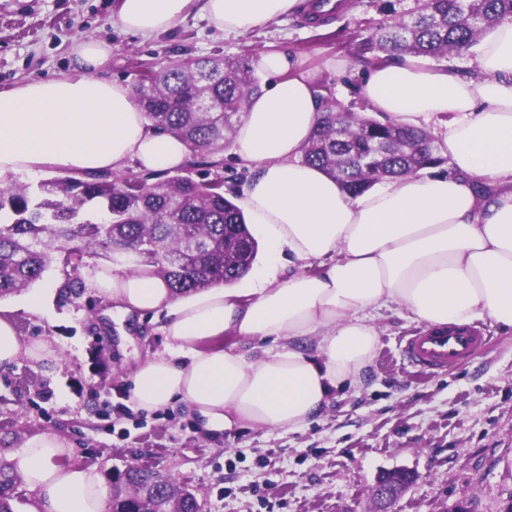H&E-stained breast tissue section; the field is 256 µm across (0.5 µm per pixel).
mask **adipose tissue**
I'll list each match as a JSON object with an SVG mask.
<instances>
[{"label": "adipose tissue", "instance_id": "ef3b65f1", "mask_svg": "<svg viewBox=\"0 0 512 512\" xmlns=\"http://www.w3.org/2000/svg\"><path fill=\"white\" fill-rule=\"evenodd\" d=\"M298 0H118V21L150 38L199 12L215 31L240 35L293 12ZM111 46L76 39L73 74L29 80L0 93V186L48 170L118 173L128 163L168 171L189 159L177 136L153 129L128 85L98 78ZM269 80L250 100L231 153L253 176L243 196L266 263L250 288L176 295L157 277L109 266L90 287L125 314H162L173 342L132 376L133 398L155 411L179 401L213 432L297 430L334 389L361 381L378 341L381 311L401 307L429 326L489 317L512 332V22L478 45L472 74L434 70L393 55L371 67L370 112L398 124L441 128L437 167L359 195L344 192L302 149L325 119L310 72L282 51L259 54ZM490 192L478 195L477 184ZM320 269L308 271L310 262ZM0 304V367L47 353L25 343ZM231 336L239 347L224 348ZM71 449L44 433L11 457L36 512H105L100 474L69 463Z\"/></svg>", "mask_w": 512, "mask_h": 512}]
</instances>
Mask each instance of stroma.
I'll list each match as a JSON object with an SVG mask.
<instances>
[{"label": "stroma", "instance_id": "1", "mask_svg": "<svg viewBox=\"0 0 512 512\" xmlns=\"http://www.w3.org/2000/svg\"><path fill=\"white\" fill-rule=\"evenodd\" d=\"M118 0H0V92L69 71L74 41L91 36L112 47L99 78L135 86L145 70L188 58H253L267 50L294 54L342 109L368 113L361 89L367 62L359 43L378 24L406 15L417 0H349L327 26L301 11L239 36H225L190 15L173 31L145 39L122 30ZM219 166L191 156L181 175L222 177L224 194L241 202L251 175L231 153ZM56 252L29 290L0 298L13 306L25 342L50 357L0 367V452L12 456L29 439L55 433L72 462L96 468L104 484L130 461L195 493L204 512H372L371 489L396 469L412 471L392 512H505L512 505V333L481 319L490 343L472 362L424 377L403 363L397 343L417 326L395 308L375 320L378 344L363 382L331 395L306 427L257 432L205 430L183 403L140 409L132 397L136 367L170 344L152 316L122 320L111 302L85 290L55 297L47 313L22 309L29 293L72 277Z\"/></svg>", "mask_w": 512, "mask_h": 512}]
</instances>
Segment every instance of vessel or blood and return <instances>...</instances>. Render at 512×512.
I'll use <instances>...</instances> for the list:
<instances>
[{"instance_id": "obj_1", "label": "vessel or blood", "mask_w": 512, "mask_h": 512, "mask_svg": "<svg viewBox=\"0 0 512 512\" xmlns=\"http://www.w3.org/2000/svg\"><path fill=\"white\" fill-rule=\"evenodd\" d=\"M487 342L476 326L448 324L411 332L402 338L400 353L417 372L434 376L468 362Z\"/></svg>"}]
</instances>
